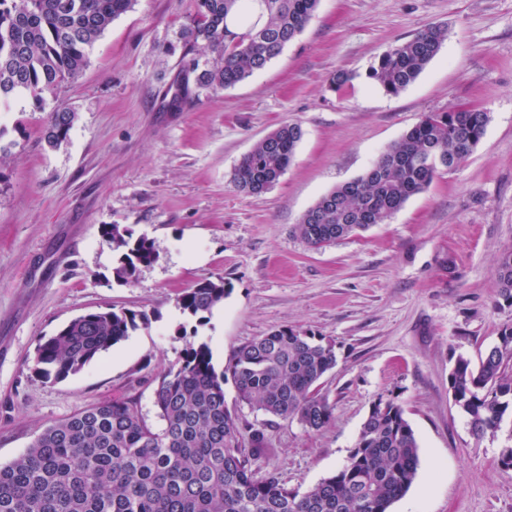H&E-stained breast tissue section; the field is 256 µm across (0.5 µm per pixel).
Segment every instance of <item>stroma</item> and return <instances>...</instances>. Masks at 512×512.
<instances>
[{"mask_svg": "<svg viewBox=\"0 0 512 512\" xmlns=\"http://www.w3.org/2000/svg\"><path fill=\"white\" fill-rule=\"evenodd\" d=\"M194 0H135L112 22L83 72L34 102L0 103V464L49 425L102 401L137 399L159 423L154 390L189 343L205 341L216 368L254 337L287 326L334 344L320 389L332 423L312 430L224 398L265 436L264 469L304 491L335 473L379 398L398 401L420 465L390 512H512V425L475 435L455 406L457 357L479 361L512 325L494 265L512 248V0H321L283 53L234 88L167 103L185 73L182 30ZM430 24L447 27L415 83L386 95L366 76L388 45ZM353 76L341 91L330 79ZM78 119L49 148V112ZM478 106L490 115L476 151L384 223L314 249L296 226L338 184L363 174L423 115ZM285 122L303 138L266 193L232 183L235 164ZM128 225L160 257L127 284L101 234ZM230 293L205 324L179 299L200 279ZM105 307L145 313L146 326L78 373L33 371L39 341Z\"/></svg>", "mask_w": 512, "mask_h": 512, "instance_id": "obj_1", "label": "stroma"}]
</instances>
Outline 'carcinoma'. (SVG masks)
<instances>
[{"instance_id":"obj_1","label":"carcinoma","mask_w":512,"mask_h":512,"mask_svg":"<svg viewBox=\"0 0 512 512\" xmlns=\"http://www.w3.org/2000/svg\"><path fill=\"white\" fill-rule=\"evenodd\" d=\"M134 0H0V100L18 90L39 103L87 66L89 51ZM195 0L183 37L197 89L235 87L264 69L305 29L320 0ZM448 30L428 25L397 41L369 67L367 78L397 95L438 55ZM77 113L48 114L46 143H66ZM489 113L475 107L429 112L386 147L359 177L321 196L296 230L313 248L333 244L398 212L443 173L477 149ZM303 135L283 123L257 141L234 167L232 183L250 195L270 190L290 165ZM103 234L117 253L113 279L129 283L158 260L155 242L124 224ZM499 296L512 303V248L497 260ZM224 279L199 280L181 308L204 321L224 302ZM144 313L105 308L78 316L39 342L33 371L59 380L146 324ZM333 344L288 327L239 346L222 371L205 342L192 344L158 382L154 405L162 425L150 427L132 398L88 405L49 425L26 451L0 465V512H389L416 479L419 444L393 400H378L344 465L304 492L260 473L264 434L243 425L227 407L224 382L237 399L275 418L319 430L333 420L320 393L336 367ZM455 405L477 435L497 431L512 411V325L474 367L456 358L448 376Z\"/></svg>"}]
</instances>
